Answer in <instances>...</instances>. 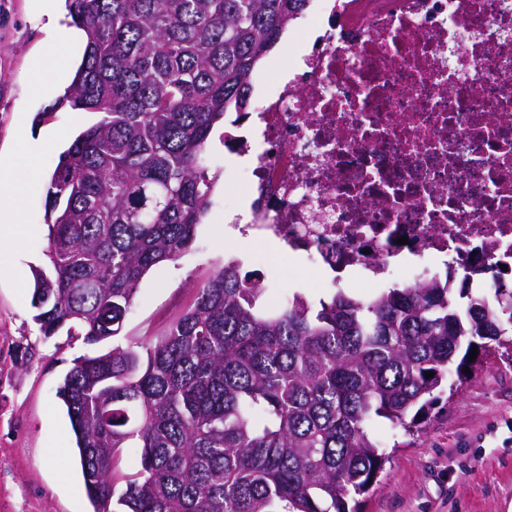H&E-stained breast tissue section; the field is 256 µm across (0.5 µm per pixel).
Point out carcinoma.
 I'll list each match as a JSON object with an SVG mask.
<instances>
[{
  "instance_id": "cac0c4a2",
  "label": "carcinoma",
  "mask_w": 512,
  "mask_h": 512,
  "mask_svg": "<svg viewBox=\"0 0 512 512\" xmlns=\"http://www.w3.org/2000/svg\"><path fill=\"white\" fill-rule=\"evenodd\" d=\"M311 0H66L86 34L52 109L99 114L46 187L51 271L35 320L88 345L122 332L138 285L192 246L215 177L214 126L244 111L252 75ZM487 291L437 277L368 300L338 288L275 310L232 260L164 334L76 360L57 391L96 512H357L387 454L481 354L512 346V286L484 258ZM434 376L427 378L425 372ZM129 448L139 467L118 471Z\"/></svg>"
}]
</instances>
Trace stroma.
Listing matches in <instances>:
<instances>
[{"label": "stroma", "mask_w": 512, "mask_h": 512, "mask_svg": "<svg viewBox=\"0 0 512 512\" xmlns=\"http://www.w3.org/2000/svg\"><path fill=\"white\" fill-rule=\"evenodd\" d=\"M82 48L60 51L50 41L38 0H0V159L10 160L28 134L47 133L37 161L14 165L9 184L20 219L0 217L12 232L0 247V512H94L86 493L66 408L57 390L74 361L95 349L81 336L41 333L31 299L16 294L19 273L49 269L44 223L48 181L71 138L96 114L53 110L54 96L33 90L32 57L73 79ZM208 152L218 180L191 249L153 267L141 280L117 345L159 335L194 301L196 287L229 258L259 273L266 305L293 292L310 301L336 288L355 292L358 273L334 281L311 263L271 261V246L241 250L224 214L244 182L242 164L224 151L216 125ZM373 434L390 460L359 499V512H512V348L483 353L472 377L442 392L418 432L379 422Z\"/></svg>", "instance_id": "obj_1"}]
</instances>
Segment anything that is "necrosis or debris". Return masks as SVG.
Masks as SVG:
<instances>
[{
  "instance_id": "necrosis-or-debris-1",
  "label": "necrosis or debris",
  "mask_w": 512,
  "mask_h": 512,
  "mask_svg": "<svg viewBox=\"0 0 512 512\" xmlns=\"http://www.w3.org/2000/svg\"><path fill=\"white\" fill-rule=\"evenodd\" d=\"M292 42L224 144L250 159L241 236L371 283L511 266L512 0H318Z\"/></svg>"
}]
</instances>
